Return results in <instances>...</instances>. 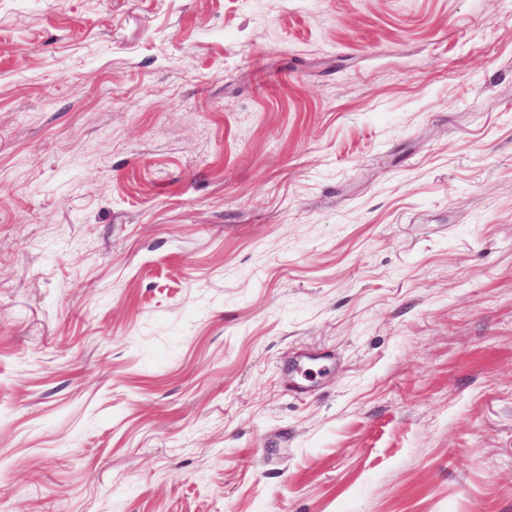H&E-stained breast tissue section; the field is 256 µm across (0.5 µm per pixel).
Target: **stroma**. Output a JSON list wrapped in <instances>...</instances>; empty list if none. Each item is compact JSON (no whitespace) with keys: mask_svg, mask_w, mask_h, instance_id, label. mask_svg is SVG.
<instances>
[{"mask_svg":"<svg viewBox=\"0 0 512 512\" xmlns=\"http://www.w3.org/2000/svg\"><path fill=\"white\" fill-rule=\"evenodd\" d=\"M0 512H512V0H0Z\"/></svg>","mask_w":512,"mask_h":512,"instance_id":"1","label":"stroma"}]
</instances>
